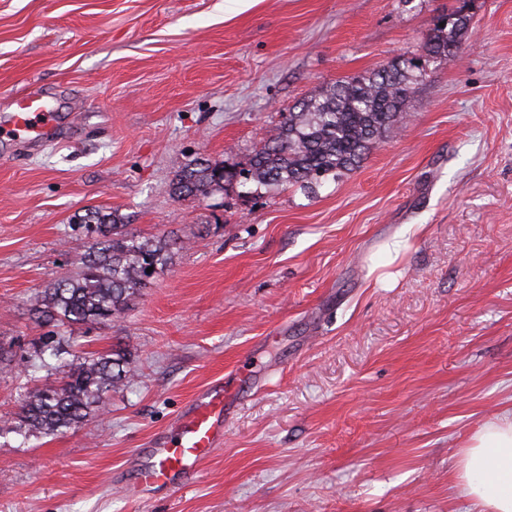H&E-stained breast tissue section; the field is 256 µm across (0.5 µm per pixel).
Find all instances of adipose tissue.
<instances>
[{"instance_id": "obj_1", "label": "adipose tissue", "mask_w": 512, "mask_h": 512, "mask_svg": "<svg viewBox=\"0 0 512 512\" xmlns=\"http://www.w3.org/2000/svg\"><path fill=\"white\" fill-rule=\"evenodd\" d=\"M457 485L475 512H512V416L476 434L458 467Z\"/></svg>"}]
</instances>
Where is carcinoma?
<instances>
[{
	"mask_svg": "<svg viewBox=\"0 0 512 512\" xmlns=\"http://www.w3.org/2000/svg\"><path fill=\"white\" fill-rule=\"evenodd\" d=\"M468 18L453 11L437 18L422 51L427 57L457 53ZM420 58L393 60L371 76L337 82L286 114L277 134L235 172L207 159L187 164L171 193L181 200L208 197L240 175L256 195L284 187L315 191L329 180L359 168L370 147L402 119V107L420 77ZM92 239L79 273L58 279L35 299L37 318L61 325H94L121 314L128 302L171 261L175 242L141 237L127 230V218L92 209L76 217ZM151 272H146L147 268ZM124 354L113 349L58 367L60 381L37 388L19 401V428L54 436L79 427L100 410L104 396L122 384Z\"/></svg>",
	"mask_w": 512,
	"mask_h": 512,
	"instance_id": "cac0c4a2",
	"label": "carcinoma"
}]
</instances>
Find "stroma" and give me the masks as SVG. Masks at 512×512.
Instances as JSON below:
<instances>
[{
	"mask_svg": "<svg viewBox=\"0 0 512 512\" xmlns=\"http://www.w3.org/2000/svg\"><path fill=\"white\" fill-rule=\"evenodd\" d=\"M459 0H0V113L39 91L71 124L0 149V512H470L465 448L512 410V0H474L459 53L420 58L404 118L310 194L174 197L205 157L248 167L283 114L420 57ZM184 242L128 307L65 332L120 344L78 428L18 429L55 383L35 297L81 267L75 215ZM266 383L182 490L129 500L136 448L241 364Z\"/></svg>",
	"mask_w": 512,
	"mask_h": 512,
	"instance_id": "1",
	"label": "stroma"
}]
</instances>
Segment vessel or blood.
Returning <instances> with one entry per match:
<instances>
[{"label": "vessel or blood", "instance_id": "obj_1", "mask_svg": "<svg viewBox=\"0 0 512 512\" xmlns=\"http://www.w3.org/2000/svg\"><path fill=\"white\" fill-rule=\"evenodd\" d=\"M64 116L32 93L15 102L13 112L0 119V136L12 141L42 144L58 133ZM251 380L243 370L231 379L213 381L201 389L170 428L136 449L130 477L123 490L128 499L145 503L158 494L191 484L201 462L224 442V426Z\"/></svg>", "mask_w": 512, "mask_h": 512}]
</instances>
